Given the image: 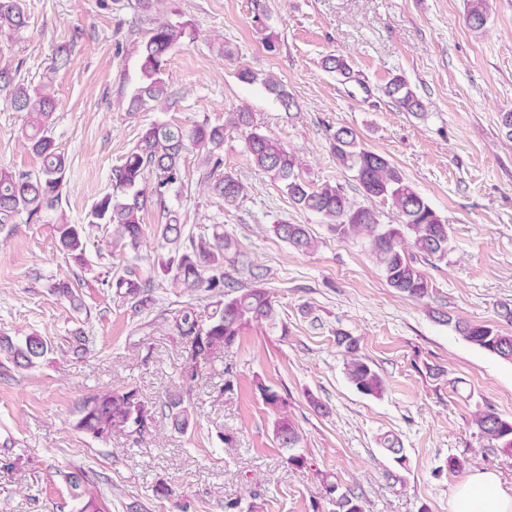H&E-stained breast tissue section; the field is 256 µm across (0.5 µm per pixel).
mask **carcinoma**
Returning a JSON list of instances; mask_svg holds the SVG:
<instances>
[{
	"label": "carcinoma",
	"mask_w": 512,
	"mask_h": 512,
	"mask_svg": "<svg viewBox=\"0 0 512 512\" xmlns=\"http://www.w3.org/2000/svg\"><path fill=\"white\" fill-rule=\"evenodd\" d=\"M466 21L474 31L484 28L486 0H468ZM27 25L25 0H0L1 36ZM187 29L186 22L159 20L137 43L139 76L128 111L138 112L150 102L166 104L171 99L164 71L168 55L185 43ZM323 67L344 77L350 74L348 62L339 56L324 57ZM263 84L285 109L294 105L293 97L284 86L270 79ZM0 91L6 92L13 111L26 114L23 137L29 149L41 158V166L35 172L0 167V224H12L22 214L28 223L39 222L45 214L61 208L68 168L64 153L58 150L51 136L57 109L55 90L50 82L33 87L18 82L10 70L1 68ZM384 93L403 112L424 111L423 102L401 75L388 81ZM226 122L247 130L246 147L255 165L272 181L283 183L296 207L320 215L329 231L338 238L367 240L370 253L382 268L389 286L413 300L429 297L428 278L409 257L404 244H409L426 259L444 260L448 257L449 225L383 155L361 145L354 129L337 128L331 134V152L341 166L355 173L365 197L391 205L398 216L396 224H382L374 209L354 206L337 184H316L300 177L296 155L278 140L256 131L251 113L230 112ZM223 146L222 125L202 122L186 129L172 123L150 124L133 149L112 169V191L95 202L85 222L70 224L62 218L55 224L60 252L75 265L86 266L90 245L87 228L90 226L103 229L108 236L105 244L97 247L99 252L104 249L112 252L114 240L126 248L137 249L144 235L138 213L151 204L166 207L170 192L183 185L181 159L190 148L203 153L202 161L209 167V189L228 205L237 202L243 196L244 185L234 174L219 172ZM167 217V222L160 225L159 238L172 249L158 259L161 271L189 292H207L216 297L205 319L191 307L173 316V327L187 349L181 375L194 382L201 366L232 348L244 328L274 318L275 300L268 289L259 286L241 288L234 296L225 292L234 287L230 275L224 271V262L234 243L219 231L220 225H213L210 237L205 234L189 236L188 244L183 246L184 225L180 224L179 214L169 209ZM274 231L298 251L307 252L314 247L303 224H277ZM104 285L130 302L136 311L143 312L154 305L150 279L142 280L129 274L108 278ZM51 291L67 300L74 310H82L74 285L54 284ZM455 330L471 344L512 363L511 333L494 325L467 321L455 322ZM335 339L347 356L345 369L349 382L364 395L381 394L383 379L359 354V339L341 329L336 331ZM69 340L72 352L79 354L88 349L92 337L78 328ZM51 350V343L36 334H28L17 341L0 337V352L21 369L34 367ZM261 398L275 413L287 405L286 397L268 386L261 388ZM159 408L176 429L181 432L188 429L192 406L182 394L168 395ZM151 412L137 389L130 386L104 388L83 399L73 429L92 439L105 440L116 426L135 419L138 413H146L151 419ZM474 424L482 437L495 443L498 451L512 455V419L486 409L474 414ZM273 435L278 446L287 453L286 463L293 468H303L306 457L297 451L300 436L294 423L286 416L277 417ZM61 476L77 502L76 512H102L99 498L89 491L92 483L89 471L76 468L61 472ZM326 492L335 495L337 512H364L361 497L353 491L340 493L338 485L330 482Z\"/></svg>",
	"instance_id": "obj_1"
}]
</instances>
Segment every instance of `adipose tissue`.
<instances>
[{"mask_svg": "<svg viewBox=\"0 0 512 512\" xmlns=\"http://www.w3.org/2000/svg\"><path fill=\"white\" fill-rule=\"evenodd\" d=\"M448 512H512V492L503 488L495 472L477 471L452 488Z\"/></svg>", "mask_w": 512, "mask_h": 512, "instance_id": "1", "label": "adipose tissue"}]
</instances>
